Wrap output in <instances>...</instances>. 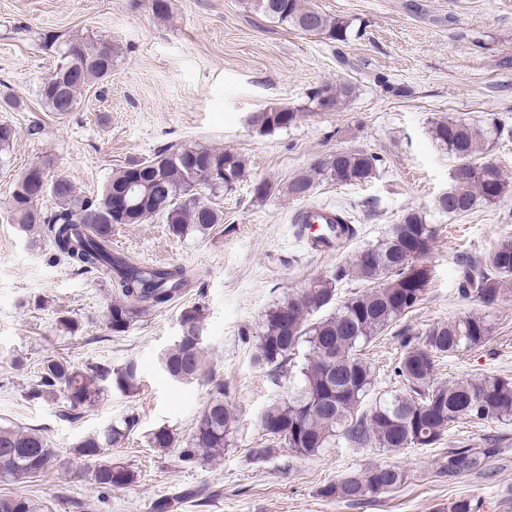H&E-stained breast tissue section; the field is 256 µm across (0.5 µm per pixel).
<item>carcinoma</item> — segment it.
<instances>
[{
	"label": "carcinoma",
	"mask_w": 512,
	"mask_h": 512,
	"mask_svg": "<svg viewBox=\"0 0 512 512\" xmlns=\"http://www.w3.org/2000/svg\"><path fill=\"white\" fill-rule=\"evenodd\" d=\"M250 7L281 25L334 42L351 37L352 22L334 17L309 0H248ZM54 49L59 63L39 86L40 103L49 112H60L57 94L63 90L69 111H76L85 93L112 74L114 49L97 45L81 36L59 40L43 37ZM106 50L108 60L99 59ZM356 85L349 81L325 84L310 99L316 110L324 103L336 109L351 100ZM300 113L283 107L255 112L250 125L266 133L286 129ZM432 139L457 160L448 194L438 198L436 208L450 218L466 217L480 205L503 199L512 187L503 171L480 162L492 142L512 138V126L493 119L484 124L442 118L431 125ZM223 159L216 170V189L230 191L245 174L246 161L238 153L207 147L166 148L149 158L134 160L112 172L93 198L77 193L66 179L51 180L49 195L57 210L45 214L40 200L28 198L23 179H18L9 204L10 219L23 232L36 230L48 240L54 256L83 272L103 271L113 280L118 300L109 310L108 325L122 333L134 317L148 307L162 306L181 294L191 280L183 267H143L112 251V225L141 224L159 218L169 232L183 238L190 233L207 234L223 223V213L213 205L200 208L194 165L213 158ZM382 158L363 150L341 151L317 160L312 167L288 181V196L309 198L314 185L330 180L340 186L362 184L372 179ZM142 180L139 191L149 205L121 217L112 215V190ZM435 236L416 210H407L390 226L380 241L358 251L351 264L340 266L328 278H316L300 294L269 309L257 346V361L278 376L288 365L296 367L295 386L282 401L263 412L260 426L265 442L252 449L253 456L266 458L274 449L287 447L302 456H313L336 444L341 437L353 447L402 449L430 448L461 420L485 425L512 421V380L497 375L471 376L437 382V362L445 357L482 346L492 332L490 316L471 312L463 317L434 323L423 332L407 327L396 334L401 354L393 373L400 388L389 398L363 409L374 387V375L359 356L367 346L393 329L422 300L430 282V269L422 262ZM361 285L337 299L344 280ZM458 297L490 307L501 295L512 291V236L502 237L480 261L458 260L455 268ZM336 305L326 317L309 318ZM202 313L197 307L183 312L180 335L159 359L161 371L172 381L199 379L206 365L202 346ZM303 361L296 362L300 348ZM138 366L129 361L111 368L89 365L78 368L64 358L44 361L39 379L28 392L32 399L61 396L68 410L79 412L97 403L115 388L122 393L138 389ZM238 421L227 400L224 385L212 387L210 398L197 420L180 458L188 463H209L224 456V446ZM135 426L132 416L114 421L74 446L88 464L91 480L101 489L116 490L130 485L134 474L112 462L110 448L122 443ZM150 444L162 451L174 447L173 433L166 427L150 433ZM483 448H450L440 473L452 479L463 473L485 470L489 458L500 452V439H484ZM58 455L37 429L0 424V480L18 481L55 470ZM405 474L393 466H373L349 473L323 489V495L359 504L368 495L399 488ZM482 501L463 497L449 512H481ZM0 512H44L41 501L19 495H0Z\"/></svg>",
	"instance_id": "cac0c4a2"
}]
</instances>
